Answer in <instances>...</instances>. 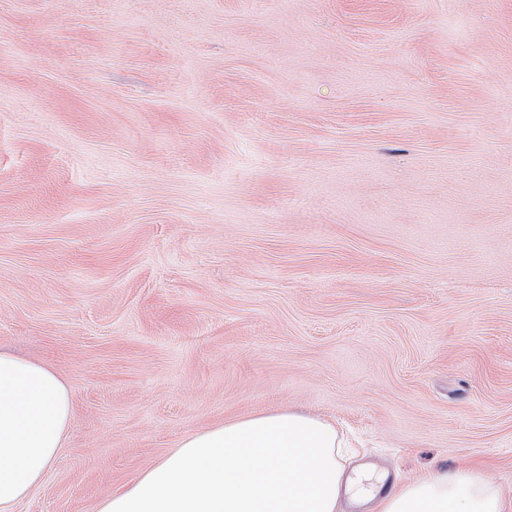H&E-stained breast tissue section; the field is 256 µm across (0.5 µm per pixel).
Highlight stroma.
Returning <instances> with one entry per match:
<instances>
[{
	"mask_svg": "<svg viewBox=\"0 0 512 512\" xmlns=\"http://www.w3.org/2000/svg\"><path fill=\"white\" fill-rule=\"evenodd\" d=\"M0 350L73 395L15 512L280 410L512 500V0H0Z\"/></svg>",
	"mask_w": 512,
	"mask_h": 512,
	"instance_id": "35a3bbf8",
	"label": "stroma"
}]
</instances>
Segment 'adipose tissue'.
<instances>
[{"label": "adipose tissue", "mask_w": 512, "mask_h": 512, "mask_svg": "<svg viewBox=\"0 0 512 512\" xmlns=\"http://www.w3.org/2000/svg\"><path fill=\"white\" fill-rule=\"evenodd\" d=\"M68 382L52 367L0 351V512L43 482L68 435ZM336 424L296 411L230 420L184 436L98 512H512L476 469L433 471L380 488L385 473L345 466Z\"/></svg>", "instance_id": "adipose-tissue-1"}]
</instances>
